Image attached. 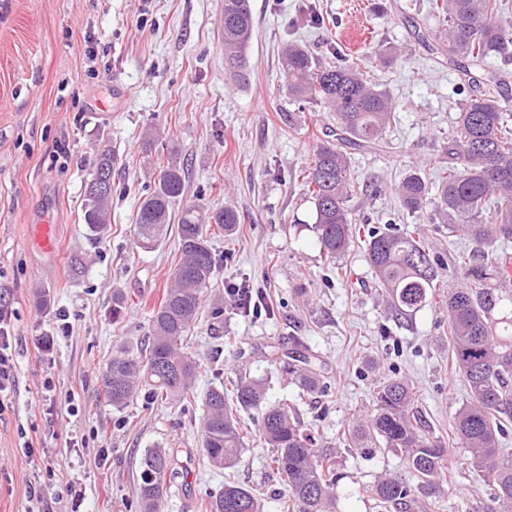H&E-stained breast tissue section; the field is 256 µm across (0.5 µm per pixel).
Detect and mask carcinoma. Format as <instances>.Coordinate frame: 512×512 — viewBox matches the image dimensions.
I'll return each mask as SVG.
<instances>
[{"label":"carcinoma","instance_id":"1","mask_svg":"<svg viewBox=\"0 0 512 512\" xmlns=\"http://www.w3.org/2000/svg\"><path fill=\"white\" fill-rule=\"evenodd\" d=\"M436 11L446 23L436 49L469 77L468 92L456 116V132L443 145L446 166L438 180L413 171L402 179L398 193L412 211L433 207L448 233L465 235L477 249L452 263L433 253L415 230L390 221L383 227L368 225L347 206L355 192L351 158L329 140L316 146L306 182L315 206L314 232L327 258L344 253L354 234L362 232L368 263L397 311L417 310L440 296L448 311L449 353L469 390V401L455 417L456 437L493 490L485 512H512V455L500 448L512 422V290L503 287L512 279V256L488 251L497 242H512V113L501 91L502 74L483 67L492 55H512V22L503 19L500 0H437ZM253 25L250 0H224V61L238 82L249 73ZM471 66L482 69L480 78L469 76ZM282 73L288 95L336 113L338 141L357 147L376 144L393 122L392 99L364 78L354 60L321 61L291 43L282 54ZM114 164L112 149L98 147L82 203L86 235L93 240L102 239L111 226ZM185 177V168L171 161L144 186L133 224V238L141 248L153 249L164 240ZM493 202L497 208L487 220L483 213ZM237 224V212L230 207L214 212L190 205L182 210L177 224L180 260L150 316L151 334L136 348L117 345L104 370L113 407L122 408L141 393L157 402L177 401L185 411L194 406L198 364L185 342L218 263L210 240L233 235ZM285 372L302 391L319 392L321 375L311 356L299 355ZM234 397L229 402L221 385L205 394L199 425L208 465L220 472L234 469L248 436L238 413L253 411L261 437L273 449L274 469L288 481L295 512H335L336 456L316 448L296 410L286 402H268L260 379L241 380ZM374 402L375 413L352 426L356 446L385 444L404 458L420 489L435 487L447 468L448 451L424 433L413 386L402 378L388 379L374 392ZM172 464L168 448L145 451L136 512H163L164 478ZM364 492L395 506L408 505L414 496L411 484L395 477H383ZM207 512H262V507L251 489L226 478L222 491L209 497Z\"/></svg>","mask_w":512,"mask_h":512}]
</instances>
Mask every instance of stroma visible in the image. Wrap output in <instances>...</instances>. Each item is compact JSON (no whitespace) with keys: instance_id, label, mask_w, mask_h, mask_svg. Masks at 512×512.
Returning <instances> with one entry per match:
<instances>
[{"instance_id":"35a3bbf8","label":"stroma","mask_w":512,"mask_h":512,"mask_svg":"<svg viewBox=\"0 0 512 512\" xmlns=\"http://www.w3.org/2000/svg\"><path fill=\"white\" fill-rule=\"evenodd\" d=\"M254 31L246 84L224 66V0H0V299L15 310L16 391L0 420V512H135L138 460L172 449L163 512H201L223 474L203 457L197 416L177 404L134 398L117 409L102 373L115 344H139L179 259L176 233L155 249L131 234L142 187L176 161L188 170L174 212L199 204L234 208L235 235L213 238L219 265L211 290L262 291L273 315L245 313L224 299L213 327L202 311L187 350L198 360L197 395L233 392L239 377L266 383L269 402L288 400L318 447L339 461L336 512H399L362 496L384 475L407 476L396 451L350 441L355 418L373 414L385 380L413 384L424 432L449 448L451 465L419 493L426 512H483L492 490L453 435L468 399L448 355V313L438 303L402 315L372 274L362 239L336 261L321 252L305 180L314 149L335 113L288 95L281 52L297 42L313 55L352 57L373 47L392 59L363 62L367 80L396 102L380 147L347 146L361 190L350 200L375 222L419 227L444 258L472 250L430 210L411 212L399 181L414 167H440V145L461 100L458 75L429 45L444 23L433 0H251ZM153 131L152 146L143 135ZM111 148L113 183L106 239L87 238L84 185L99 145ZM53 225L56 250L32 244L33 228ZM83 253L84 276L69 259ZM128 306L112 322V294ZM49 299L35 304L37 293ZM53 337L51 357L35 353ZM314 354L325 390L304 393L283 370L298 346ZM31 432L34 453L23 448ZM270 448L251 432L233 475L259 496L263 512H283L288 484L269 468ZM42 486L41 500L29 497Z\"/></svg>"}]
</instances>
